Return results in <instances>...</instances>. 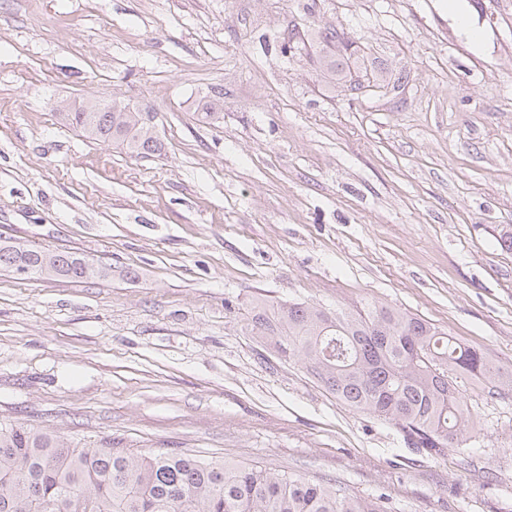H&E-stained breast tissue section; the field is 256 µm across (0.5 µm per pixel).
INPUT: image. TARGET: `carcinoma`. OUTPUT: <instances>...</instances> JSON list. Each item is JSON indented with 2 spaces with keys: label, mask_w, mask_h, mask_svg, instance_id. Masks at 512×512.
<instances>
[{
  "label": "carcinoma",
  "mask_w": 512,
  "mask_h": 512,
  "mask_svg": "<svg viewBox=\"0 0 512 512\" xmlns=\"http://www.w3.org/2000/svg\"><path fill=\"white\" fill-rule=\"evenodd\" d=\"M85 137L132 155L159 150L154 115L104 100L58 104ZM0 267L74 281L99 268L70 251L0 247ZM251 331L276 340L342 404L395 426L404 442L440 456L476 426L471 383L512 386V374L420 317L388 307L319 303L253 307ZM0 512H386L332 482L251 463L178 452L135 454L73 445L41 429L0 423Z\"/></svg>",
  "instance_id": "carcinoma-1"
}]
</instances>
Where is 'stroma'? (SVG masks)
<instances>
[{"label":"stroma","mask_w":512,"mask_h":512,"mask_svg":"<svg viewBox=\"0 0 512 512\" xmlns=\"http://www.w3.org/2000/svg\"><path fill=\"white\" fill-rule=\"evenodd\" d=\"M446 2L0 0V246L105 268H0V422L386 512H512V390L468 386L477 430L433 456L247 325L261 302L391 306L512 371V0H459L477 43ZM94 98L154 113L160 152L54 108ZM0 267L27 270L24 279L56 275L74 281L100 276L101 271L84 256L70 251H45L16 246L0 247Z\"/></svg>","instance_id":"1"}]
</instances>
